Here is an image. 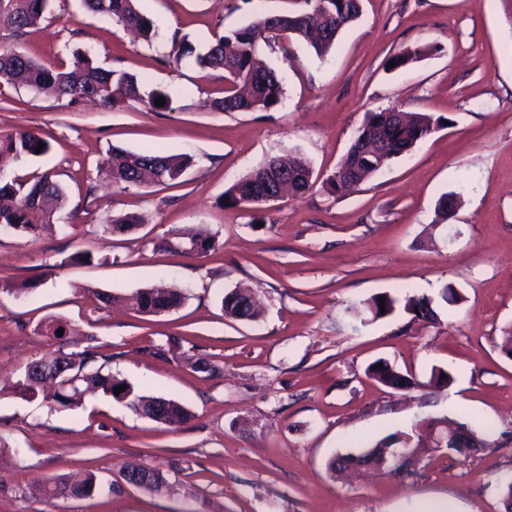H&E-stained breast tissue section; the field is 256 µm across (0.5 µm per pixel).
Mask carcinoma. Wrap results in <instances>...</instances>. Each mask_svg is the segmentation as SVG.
Listing matches in <instances>:
<instances>
[{
	"label": "carcinoma",
	"instance_id": "1",
	"mask_svg": "<svg viewBox=\"0 0 512 512\" xmlns=\"http://www.w3.org/2000/svg\"><path fill=\"white\" fill-rule=\"evenodd\" d=\"M85 7L96 14L110 17L116 24L138 32L150 44L157 36L153 20L142 8L141 0H83ZM311 9L302 12H288L274 15H259L240 28L230 29L218 37L207 51L196 56L197 64L203 69L221 71L231 85L224 89V95L212 101L217 112L269 111L281 104L284 89L278 71L272 68L255 66L256 45L275 39L308 40L316 55H327L336 44L339 35L358 20L361 15V0H305ZM48 0H0V29H10L15 33L33 26L43 16ZM194 52L187 38L172 39L171 52L165 56L167 63L177 64ZM0 82L21 83L29 89L67 100L70 104L84 100L113 105L118 101L141 100V82L129 73L106 69L88 54L78 53L70 64L47 67L17 49L0 45ZM410 120L405 123L393 121L384 116V111L368 112L359 129L357 139L352 143L348 156L360 149V138L376 133L379 126L388 129V144L382 154H364L361 165L350 173L351 186L356 187L368 176L380 171L392 159L397 158L429 138L439 128L445 126L447 118L424 112H408ZM45 142L33 130H16L0 134V230L19 235L36 236L54 227V216L66 202L61 185L53 175L45 173L33 182L9 178L5 171L14 163L38 156L39 143ZM189 165V159L182 154L165 151L133 152L114 148L102 162L107 179L124 188L142 183L145 176L165 184L177 180ZM299 174L295 193L304 194L313 185V171L307 161L293 157L268 163L237 180L224 192L227 206H255L262 204L260 197H252L243 188L256 181L270 178L278 173ZM142 219L136 215L112 221L108 231L112 234H126L134 229ZM156 247L162 251L178 255H202L215 248V239L199 234L173 232L161 239ZM250 290L235 289L222 300L226 317L245 318L253 321L259 318L260 311L241 305L242 295ZM385 299V311H380V299ZM129 307L146 316L160 315L178 308L184 301L183 293L162 283L137 291L126 298ZM403 304L412 319L433 321L436 312L433 299L425 295H409L402 299L383 295L367 302L372 319L391 315L396 305ZM47 336L57 348L49 354L28 361L23 370L22 381L18 383L20 394L35 397L49 388L43 395L54 407L72 408L81 401L85 392L97 390L111 398L126 402L129 410L147 417L155 396L137 395L117 379L112 372H103L104 364L98 363V352L93 348L82 351H66L70 344L71 327L68 322L51 318L44 322ZM63 335H57L58 330ZM62 362L67 370V379L57 380L52 375L38 372V368ZM368 375L377 382L389 386L398 377L389 362L378 360L368 367ZM123 386L125 391L114 394V389ZM167 403L158 423L179 428L187 423L191 414L188 409L174 399ZM397 449L409 459H419L429 450H439L432 432L409 433L404 430L392 432L373 443L362 454L339 456L329 463V469L336 471L348 465L371 463L383 466L387 449ZM69 480L55 476L37 482L36 493L48 504L62 499H70L67 493Z\"/></svg>",
	"mask_w": 512,
	"mask_h": 512
}]
</instances>
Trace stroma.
Wrapping results in <instances>:
<instances>
[{"instance_id": "stroma-1", "label": "stroma", "mask_w": 512, "mask_h": 512, "mask_svg": "<svg viewBox=\"0 0 512 512\" xmlns=\"http://www.w3.org/2000/svg\"><path fill=\"white\" fill-rule=\"evenodd\" d=\"M362 15L317 57L305 43H259L283 75L269 112H214L222 72L187 57H163L173 34L205 52L215 35L300 0H147L158 31L146 45L82 0H51L43 20L10 45L45 66L74 52L133 74L144 93L171 97L151 110L125 100L70 105L0 83V132L35 130L46 153L16 164L25 180L52 173L67 193L54 231L0 233V512H504L512 478V358L500 349L512 328V26L499 0H362ZM426 55L400 69L389 59ZM397 107L444 116L450 127L391 160L359 189L324 190L366 113ZM164 149L190 164L177 184L121 188L99 167L112 147ZM306 159L319 183L302 195L228 208L224 192L271 158ZM460 196L453 217L435 207ZM145 222L113 235V219ZM200 227L216 237L201 256L157 249L170 232ZM88 249L89 264H66ZM166 282L183 304L159 315L99 306L94 291L128 296ZM461 297L436 321L403 310L375 320L365 308L390 294ZM251 288L263 305L253 322L225 317L221 301ZM77 330L78 349L110 356L108 370L135 393L184 404L191 419L172 429L99 394L57 410L15 389L24 364L53 350L51 318ZM180 337L175 350L157 346ZM207 356L220 376L193 371ZM388 360L414 382L405 390L367 377ZM453 381L428 387L432 369ZM476 417L494 425L491 445L467 455L431 452L407 473L367 467L331 473L332 458L427 418ZM129 463L163 470L169 488L127 485ZM94 473L92 496L48 506L38 480Z\"/></svg>"}]
</instances>
